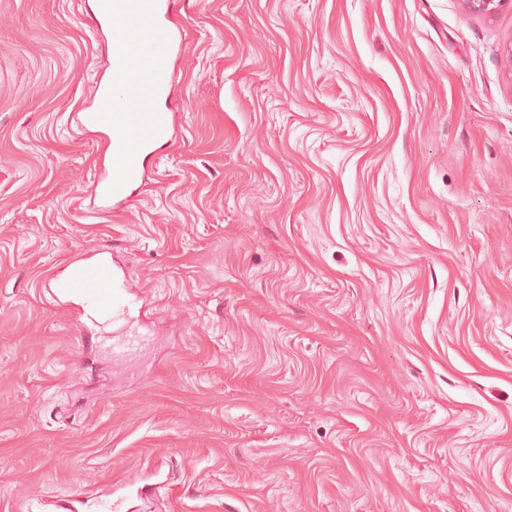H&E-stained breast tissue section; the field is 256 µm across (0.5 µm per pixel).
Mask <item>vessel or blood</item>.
Here are the masks:
<instances>
[{
	"instance_id": "vessel-or-blood-1",
	"label": "vessel or blood",
	"mask_w": 512,
	"mask_h": 512,
	"mask_svg": "<svg viewBox=\"0 0 512 512\" xmlns=\"http://www.w3.org/2000/svg\"><path fill=\"white\" fill-rule=\"evenodd\" d=\"M177 0H97L95 32L108 35L112 79L97 83L91 111L82 113L83 127L104 136L106 165L93 182V196L101 210L129 202L144 182L145 158L173 137L174 115L161 106L167 99L166 75L173 55L182 49V35L175 24ZM122 97H115L113 86ZM52 296L57 303L76 306L78 316L97 329L101 350L113 359L127 358L146 335H128L119 328L127 320L134 300L106 250L98 249L90 261L75 260L55 279ZM131 482L113 483L96 491L93 499L69 496L59 512H120Z\"/></svg>"
}]
</instances>
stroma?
Returning a JSON list of instances; mask_svg holds the SVG:
<instances>
[{"label": "stroma", "instance_id": "35a3bbf8", "mask_svg": "<svg viewBox=\"0 0 512 512\" xmlns=\"http://www.w3.org/2000/svg\"><path fill=\"white\" fill-rule=\"evenodd\" d=\"M95 0H0V512H512V6L183 0L123 211L77 119ZM111 250L151 342L49 289ZM462 9L468 15L492 18L511 0H460ZM133 487L134 483L128 481L103 486L95 492L91 503L85 499L86 496H67L59 502V512H79L81 508L94 510L87 512H120L127 494L119 491L133 492Z\"/></svg>", "mask_w": 512, "mask_h": 512}]
</instances>
